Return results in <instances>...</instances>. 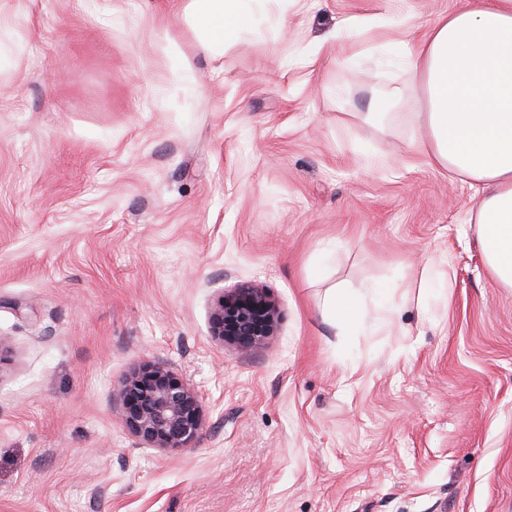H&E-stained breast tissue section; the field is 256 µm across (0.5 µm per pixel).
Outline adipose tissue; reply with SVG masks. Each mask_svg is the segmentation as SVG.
<instances>
[{
	"mask_svg": "<svg viewBox=\"0 0 512 512\" xmlns=\"http://www.w3.org/2000/svg\"><path fill=\"white\" fill-rule=\"evenodd\" d=\"M262 0H190L208 46L268 22ZM414 71L426 130L412 152L481 191L477 243L494 278L512 288V0H459L422 35L395 43Z\"/></svg>",
	"mask_w": 512,
	"mask_h": 512,
	"instance_id": "1",
	"label": "adipose tissue"
}]
</instances>
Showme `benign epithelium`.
<instances>
[{"label":"benign epithelium","mask_w":512,"mask_h":512,"mask_svg":"<svg viewBox=\"0 0 512 512\" xmlns=\"http://www.w3.org/2000/svg\"><path fill=\"white\" fill-rule=\"evenodd\" d=\"M279 311L266 290L240 284L226 291L215 304L211 335L250 351L277 334ZM123 426L153 448L180 451L192 448L205 430L198 392L164 363L143 362L128 374L113 393Z\"/></svg>","instance_id":"obj_1"}]
</instances>
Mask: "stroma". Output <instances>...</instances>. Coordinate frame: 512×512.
<instances>
[{"instance_id":"1","label":"stroma","mask_w":512,"mask_h":512,"mask_svg":"<svg viewBox=\"0 0 512 512\" xmlns=\"http://www.w3.org/2000/svg\"><path fill=\"white\" fill-rule=\"evenodd\" d=\"M450 5L271 0L210 50L182 0H0V512H512V288L388 55ZM241 282L280 312L246 353L209 323ZM144 360L200 393L195 447L122 426ZM362 297L345 288H332L328 297L327 306L330 313L339 323L353 328L361 329L364 321L361 314Z\"/></svg>"}]
</instances>
